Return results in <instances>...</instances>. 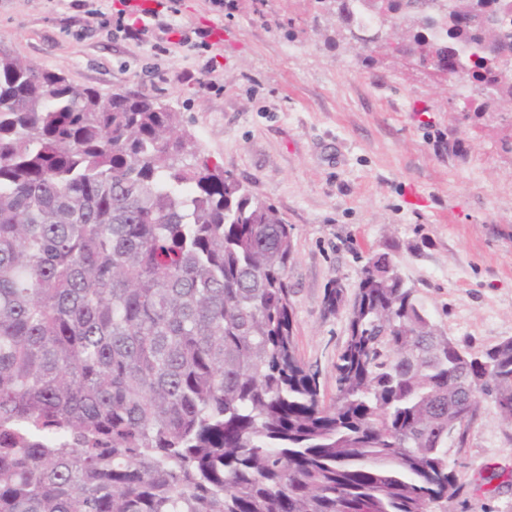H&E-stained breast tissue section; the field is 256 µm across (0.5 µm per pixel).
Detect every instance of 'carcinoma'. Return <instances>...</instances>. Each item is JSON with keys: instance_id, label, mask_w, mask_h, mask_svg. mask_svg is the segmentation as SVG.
I'll list each match as a JSON object with an SVG mask.
<instances>
[{"instance_id": "1", "label": "carcinoma", "mask_w": 512, "mask_h": 512, "mask_svg": "<svg viewBox=\"0 0 512 512\" xmlns=\"http://www.w3.org/2000/svg\"><path fill=\"white\" fill-rule=\"evenodd\" d=\"M336 3L378 30L368 0ZM392 0L450 81L512 103V0ZM503 35L491 40L494 30ZM397 246L353 297L326 401L299 356L292 227L177 113L0 46V512H443L482 404L512 425V337L479 354L408 288Z\"/></svg>"}]
</instances>
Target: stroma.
I'll list each match as a JSON object with an SVG mask.
<instances>
[{"label":"stroma","instance_id":"35a3bbf8","mask_svg":"<svg viewBox=\"0 0 512 512\" xmlns=\"http://www.w3.org/2000/svg\"><path fill=\"white\" fill-rule=\"evenodd\" d=\"M173 24L107 34L124 0H0V44L102 93L132 90L179 112L202 155L293 227L288 269L301 358L336 394L347 315L325 313L333 278L355 291L372 253L399 269L434 323L477 353L512 336V104L470 111L417 61L365 56L316 0H162ZM461 490L448 512H512V427L485 405L449 444Z\"/></svg>","mask_w":512,"mask_h":512}]
</instances>
